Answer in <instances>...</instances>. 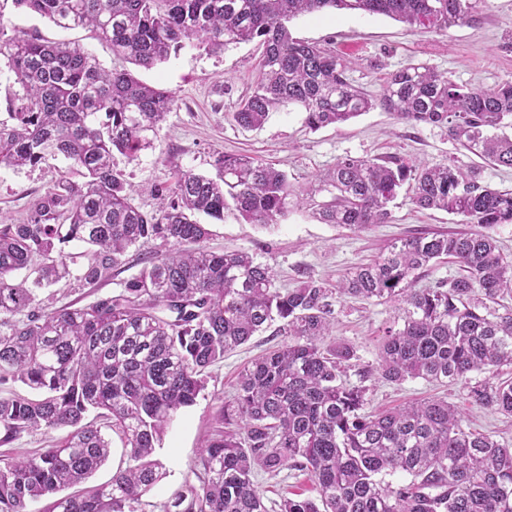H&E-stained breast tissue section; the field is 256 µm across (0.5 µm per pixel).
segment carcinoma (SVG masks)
<instances>
[{
    "mask_svg": "<svg viewBox=\"0 0 512 512\" xmlns=\"http://www.w3.org/2000/svg\"><path fill=\"white\" fill-rule=\"evenodd\" d=\"M7 1L59 29H88L113 57L144 69L187 46L258 41L260 76L234 113L247 129L286 105L301 107L314 131L378 105L403 123L444 127L469 153L512 169V136L503 133L512 129V81L468 87L409 63L373 96L349 78L351 61L288 29L299 15L334 9L446 31L477 21L476 0H0V54L23 91L0 120V168L57 155L80 177L37 197L21 223L0 224V447L69 429L49 448L0 461V512L42 501L41 512H144L161 479L150 456L174 416L206 389L209 367L275 321L282 344L240 372L200 450L196 481L163 512H269L254 478L284 470L309 472L319 500L285 497L279 512H512L511 447L471 430L438 398L365 411L368 388L347 380L356 349L331 338L341 300L393 302L402 326L386 328L360 381L453 384L482 374L471 401L512 416V381L497 380L512 367V308L494 307L512 294V259L490 233L512 224V192L491 187L478 168L402 156L345 157L302 186L271 163L224 153L211 175L182 172L160 196V214L146 212L115 155L135 161L151 148L174 96L126 68H102L79 44L7 35ZM406 184L412 204L459 214L473 229L397 241L334 284L310 278L282 290L251 254L213 250L198 219L232 210L275 226L308 209L362 232L389 222ZM150 241L158 249L118 289L83 305L40 297L75 270L76 281L99 287L130 248ZM445 259L456 275L416 286L419 270ZM104 427L120 436L127 466L60 495L107 460Z\"/></svg>",
    "mask_w": 512,
    "mask_h": 512,
    "instance_id": "obj_1",
    "label": "carcinoma"
}]
</instances>
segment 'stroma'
Listing matches in <instances>:
<instances>
[{
    "instance_id": "1",
    "label": "stroma",
    "mask_w": 512,
    "mask_h": 512,
    "mask_svg": "<svg viewBox=\"0 0 512 512\" xmlns=\"http://www.w3.org/2000/svg\"><path fill=\"white\" fill-rule=\"evenodd\" d=\"M5 20L8 28L33 32L50 41L79 42L104 67L114 65L108 44L92 38L88 30H61L38 14L10 5L5 8ZM289 29L295 38L349 56L353 61L350 79L374 96L380 94L390 73L409 63L432 65L453 81L473 87L512 81V0H480L476 23L453 26L445 32L418 30L385 15L334 11L298 17L290 22ZM261 54L255 41L232 44L217 52L188 47L152 69H135L141 81L166 86L176 99L152 148L133 162L120 156L115 159L116 169L133 186L135 202L142 210L158 212V189L174 186L186 170L211 173L215 156L224 152L275 164L297 185L306 184L314 174L346 156L398 155L430 165L453 161L463 167L475 166L482 169L492 187L512 189V169L484 164L451 141L446 129L408 125L379 107L315 132L307 128L306 114L296 106L271 113L259 129L240 127L233 114L258 80ZM70 174L68 161L60 157L19 171L1 168L0 217L9 223L21 222L37 196ZM467 229L463 216L416 208L402 193L391 207L390 221L363 232L321 223L305 210L289 213L271 228L246 223L228 212L223 220L212 222L210 245L217 250L249 252L272 267L277 287L293 288L310 278L335 282L399 239L420 232ZM398 315L391 303L348 298L338 304L334 334L353 345L359 357L357 368L348 372L349 382L359 383V369L376 364L384 330L397 321ZM280 342L275 328H268L209 368L206 390L194 405L175 415L156 450L163 477L147 496L146 512H160L191 478L221 398L233 394L247 362ZM366 383L367 410L381 411L428 397H445L461 410L472 430L512 445V417L472 403L465 384L443 387L421 379L400 385L378 379ZM255 484L270 508L284 496L315 494L305 472L285 470L275 477L262 473Z\"/></svg>"
}]
</instances>
